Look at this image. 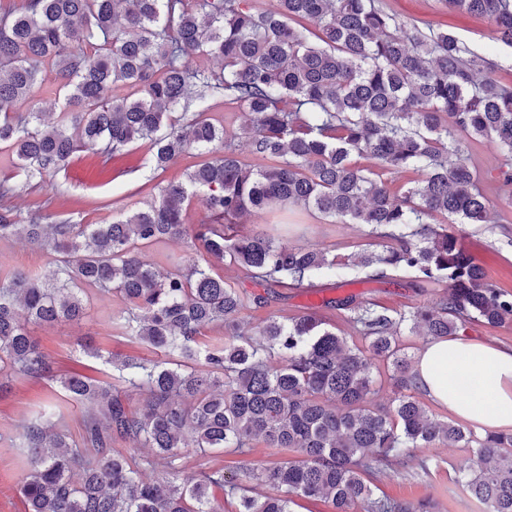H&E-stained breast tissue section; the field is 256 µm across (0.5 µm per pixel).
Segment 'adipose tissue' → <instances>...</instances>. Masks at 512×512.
<instances>
[{
	"mask_svg": "<svg viewBox=\"0 0 512 512\" xmlns=\"http://www.w3.org/2000/svg\"><path fill=\"white\" fill-rule=\"evenodd\" d=\"M415 381L432 402L464 421L512 425V348L460 337L431 341L416 357Z\"/></svg>",
	"mask_w": 512,
	"mask_h": 512,
	"instance_id": "1",
	"label": "adipose tissue"
}]
</instances>
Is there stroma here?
Listing matches in <instances>:
<instances>
[{"instance_id":"1","label":"stroma","mask_w":512,"mask_h":512,"mask_svg":"<svg viewBox=\"0 0 512 512\" xmlns=\"http://www.w3.org/2000/svg\"><path fill=\"white\" fill-rule=\"evenodd\" d=\"M384 2L399 17L452 32L476 52L489 55L499 68H512V48L492 43L491 24L486 18L453 11L444 0ZM10 156V150L0 149V181L9 178L18 187L8 201L17 218H25L41 208L51 219L75 224H107L126 215L155 197L160 181L183 178L186 169L200 161L199 156L190 155L177 160L167 172L157 173L149 162L150 144L141 140L109 161L91 150L78 152L65 170L44 181L29 183L11 166ZM469 157L479 174V187L489 200V216L487 223L462 224L458 230L483 265L489 281L512 290V183L504 181L506 161L494 144L484 140L471 144ZM271 218L279 224L277 233L282 242L291 246L314 244L336 254H347L368 239L367 225L335 224L300 208L273 212ZM49 269V257L36 247L16 238L0 241L1 274L22 271L42 276ZM220 273L241 293L267 297L266 306L244 311L243 317L250 325H257L271 314L285 317L312 314L351 340L356 339L357 333L347 313L324 307L325 299L352 292L363 301L392 312H403L436 297L435 292L414 288L410 276L369 279L358 269L350 272L353 285L343 284L340 276L323 268L314 271L301 288H268L230 266L221 267ZM87 306L88 314L82 320L31 326L32 336L38 339L50 361V376L17 375L0 389V512H25L18 492L24 475L16 446L19 422L34 418L40 404L50 400L61 405L70 437L79 434L80 408L67 401L60 377L80 372L114 383L119 376L115 365L126 357L135 355L151 360L161 357L160 352L125 335L118 321L124 304L116 294L90 293ZM87 340L100 350V357L84 351L82 344ZM416 454L430 459V474L403 473L383 478L379 487L386 496L397 500L428 497L435 504L434 512H482V505L453 482L458 472L470 464L469 449L420 448ZM292 456L291 450L268 448L257 440L247 453L192 452L183 458L182 465L191 472L204 463L223 469L226 476L238 478L244 466L271 465Z\"/></svg>"}]
</instances>
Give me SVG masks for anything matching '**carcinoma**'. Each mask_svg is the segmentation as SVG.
I'll list each match as a JSON object with an SVG mask.
<instances>
[{
  "label": "carcinoma",
  "mask_w": 512,
  "mask_h": 512,
  "mask_svg": "<svg viewBox=\"0 0 512 512\" xmlns=\"http://www.w3.org/2000/svg\"><path fill=\"white\" fill-rule=\"evenodd\" d=\"M482 15L493 39L512 47V0H448ZM315 25V40L296 28ZM199 59L217 67L202 68ZM52 77L62 108L47 122L32 98ZM126 86L128 97L112 89ZM221 98L239 112L238 131L208 117ZM270 164L254 169L235 152ZM148 139L152 166L166 171L194 150L210 159L158 198L108 224L49 221L36 209L17 220L0 209V240L15 237L52 258L50 281L18 272L0 278V388L15 375L40 378L50 363L29 325L80 320L85 290L125 303L126 335L168 356L129 357L112 384L74 373L60 378L68 400L85 406L78 440L60 428L61 407L19 425L28 467L19 487L27 512H224V489L238 512H291L320 497L330 512H433L428 498L380 496L388 472L429 474L416 448L464 443L473 457L457 479L485 512H512V433L483 436L436 418L418 396L404 332L438 339L466 325L512 324V291L490 283L481 264L436 214L484 224L488 202L466 155L486 140L512 162V80L452 33L422 28L382 0H22L0 12V145L27 180L54 175L72 156L105 144L109 154ZM419 179L393 192L353 157ZM205 213L188 223L195 197ZM301 206L333 221L366 224L374 238L341 255L287 246L255 226L224 225L275 207ZM168 238L190 243L183 265L158 270L142 249ZM226 263L268 288L299 287L315 270L354 269L385 278L415 275L420 289L443 286L430 306L389 314L354 296L332 300L349 312L361 343L313 315L265 319L253 336L237 317L262 304L212 272ZM208 328L224 342L200 340ZM392 368L394 398L373 401L372 369ZM141 397L133 409L125 397ZM133 447L112 448L116 440ZM297 456L243 470L188 473L183 455L251 447ZM151 449L137 462L135 451ZM157 472L146 479L143 470Z\"/></svg>",
  "instance_id": "carcinoma-1"
}]
</instances>
